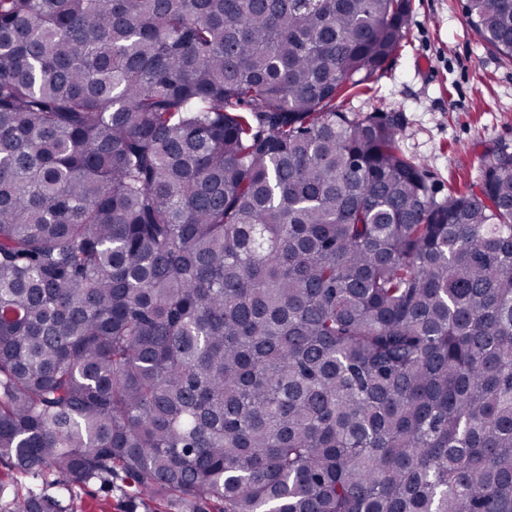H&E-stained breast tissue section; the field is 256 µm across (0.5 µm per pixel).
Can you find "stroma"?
Masks as SVG:
<instances>
[{
	"instance_id": "obj_1",
	"label": "stroma",
	"mask_w": 512,
	"mask_h": 512,
	"mask_svg": "<svg viewBox=\"0 0 512 512\" xmlns=\"http://www.w3.org/2000/svg\"><path fill=\"white\" fill-rule=\"evenodd\" d=\"M463 0H411L407 37L344 111L401 113L402 150L422 163L437 198L479 193L485 160L512 152V60L483 44ZM74 512H174L172 503L77 485Z\"/></svg>"
}]
</instances>
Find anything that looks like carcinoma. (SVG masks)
<instances>
[{
  "instance_id": "1",
  "label": "carcinoma",
  "mask_w": 512,
  "mask_h": 512,
  "mask_svg": "<svg viewBox=\"0 0 512 512\" xmlns=\"http://www.w3.org/2000/svg\"><path fill=\"white\" fill-rule=\"evenodd\" d=\"M409 14L0 0L11 477L176 512H512V153L439 200L400 114L336 106ZM464 14L512 59V0Z\"/></svg>"
}]
</instances>
